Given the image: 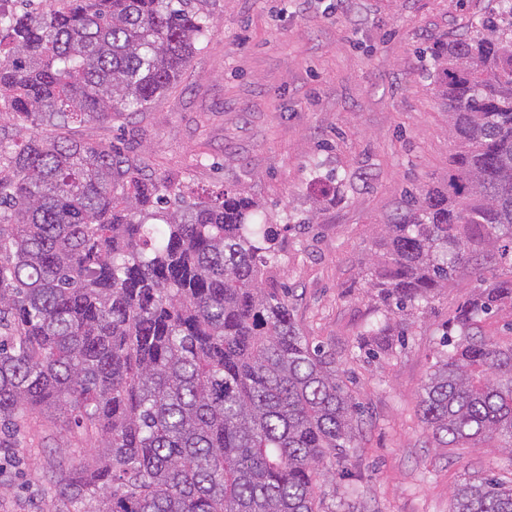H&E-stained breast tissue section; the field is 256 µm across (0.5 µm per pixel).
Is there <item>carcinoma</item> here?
Listing matches in <instances>:
<instances>
[{"mask_svg":"<svg viewBox=\"0 0 512 512\" xmlns=\"http://www.w3.org/2000/svg\"><path fill=\"white\" fill-rule=\"evenodd\" d=\"M0 11V448L55 413L90 462L55 465L83 512H322L321 469L358 447V403L335 355L265 274L283 229L242 189L189 200L142 155L70 137L142 112L177 85L209 21L192 0H58ZM457 148L448 181L385 224L370 268L381 316L431 302L460 269L456 309L419 399L440 447L494 438L512 455V0L476 33L426 49ZM449 512H512V477L476 476Z\"/></svg>","mask_w":512,"mask_h":512,"instance_id":"obj_1","label":"carcinoma"}]
</instances>
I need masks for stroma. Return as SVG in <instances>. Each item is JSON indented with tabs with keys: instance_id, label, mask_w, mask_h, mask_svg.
I'll use <instances>...</instances> for the list:
<instances>
[{
	"instance_id": "obj_1",
	"label": "stroma",
	"mask_w": 512,
	"mask_h": 512,
	"mask_svg": "<svg viewBox=\"0 0 512 512\" xmlns=\"http://www.w3.org/2000/svg\"><path fill=\"white\" fill-rule=\"evenodd\" d=\"M210 21L180 83L143 112L73 129L204 197L244 189L262 211L311 218L281 234L272 273L289 289L305 336L323 343L362 405L344 478L320 477L325 512H449L471 476L512 474L496 440L434 447L418 399L442 327L475 284L461 270L407 335L366 358L361 332L377 315L366 276L374 227L406 192L448 179L456 148L423 51L470 36L491 0H194ZM336 195L324 194L326 175ZM27 447L0 450V512H50V457L87 449L57 419L29 422Z\"/></svg>"
}]
</instances>
